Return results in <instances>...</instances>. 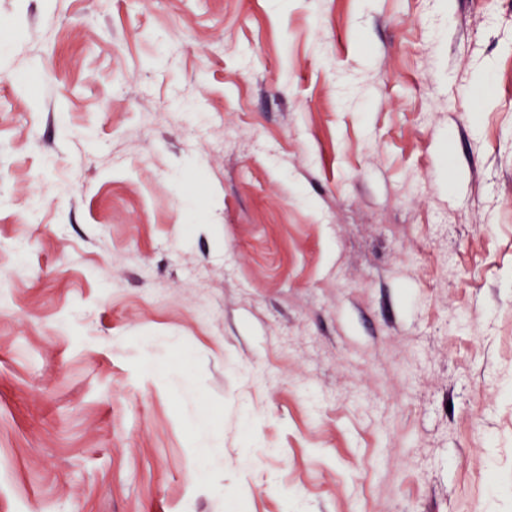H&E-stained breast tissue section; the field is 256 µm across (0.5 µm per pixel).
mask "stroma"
<instances>
[{
  "label": "stroma",
  "mask_w": 512,
  "mask_h": 512,
  "mask_svg": "<svg viewBox=\"0 0 512 512\" xmlns=\"http://www.w3.org/2000/svg\"><path fill=\"white\" fill-rule=\"evenodd\" d=\"M1 261L0 512H512V0H0Z\"/></svg>",
  "instance_id": "35a3bbf8"
}]
</instances>
